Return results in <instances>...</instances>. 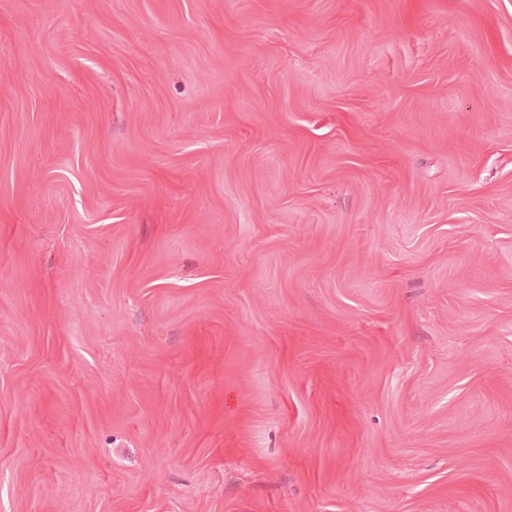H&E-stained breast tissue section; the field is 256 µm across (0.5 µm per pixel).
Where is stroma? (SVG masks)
Masks as SVG:
<instances>
[{"label":"stroma","mask_w":512,"mask_h":512,"mask_svg":"<svg viewBox=\"0 0 512 512\" xmlns=\"http://www.w3.org/2000/svg\"><path fill=\"white\" fill-rule=\"evenodd\" d=\"M0 512H512V0H0Z\"/></svg>","instance_id":"stroma-1"}]
</instances>
